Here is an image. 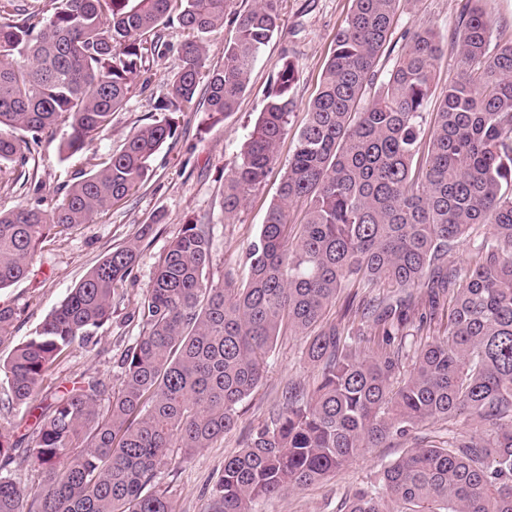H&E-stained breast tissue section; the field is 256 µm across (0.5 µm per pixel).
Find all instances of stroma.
<instances>
[{"instance_id":"35a3bbf8","label":"stroma","mask_w":512,"mask_h":512,"mask_svg":"<svg viewBox=\"0 0 512 512\" xmlns=\"http://www.w3.org/2000/svg\"><path fill=\"white\" fill-rule=\"evenodd\" d=\"M464 3L465 0H410L399 22L403 28L425 23L441 36L443 52L430 98L434 105L440 102L449 83L460 77L451 35ZM351 8L352 0H280L281 31L256 62L249 88L236 111L225 117L209 113L206 99L200 94L188 111L173 113L177 136L154 157L141 186L108 211L96 215L91 223L48 238L41 244L27 277L0 290V307L12 308L16 313L10 330L12 343L21 342L39 328L112 247L126 242L141 225L153 227L121 289L122 298L113 310L111 322L98 332L97 347L91 352L74 348L44 380L42 395H53L92 377L103 381L108 389H118L123 377L120 354L140 334L131 315L146 294L159 258L185 224L197 222L211 227V278L219 282L227 276L246 278V249L258 235L267 210L277 197L297 134L306 121L307 105L318 92L323 70L336 49V34ZM164 39L169 48L154 62L149 83L134 80L128 100L112 117L111 127L82 152H63L66 124H59L53 133L44 136L25 167L35 181L42 183L44 195L61 198L65 184L88 172L101 158L115 151L131 132L155 119L154 100L166 91L165 77L181 65L179 29L167 28ZM285 56L294 61L298 80L292 90L296 106L288 133L280 144L278 162L251 193L233 223H225V169L252 131L269 82ZM12 343L0 345V358L9 354ZM304 346L303 336L287 332L278 336L262 382L238 407L236 427L210 448L174 465L164 483L179 512H206L225 457L243 447L251 429L264 422L288 384L313 385L316 372L304 359ZM474 428V423L464 416L451 424L427 423L406 437L367 449L322 482L261 500L257 512H336L341 500L374 484L378 473L414 443L426 438L443 441L449 432L466 435Z\"/></svg>"}]
</instances>
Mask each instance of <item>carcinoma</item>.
I'll list each match as a JSON object with an SVG mask.
<instances>
[{
    "instance_id": "1",
    "label": "carcinoma",
    "mask_w": 512,
    "mask_h": 512,
    "mask_svg": "<svg viewBox=\"0 0 512 512\" xmlns=\"http://www.w3.org/2000/svg\"><path fill=\"white\" fill-rule=\"evenodd\" d=\"M278 2L238 11L233 0H54L47 18L16 9L18 21L0 24V165L24 168L63 116L64 150L82 151L163 55L162 30L175 23L186 35L182 65L155 110L183 111L203 85L209 111L229 115L279 33ZM482 2L467 0L459 16L453 43L463 78L448 86L425 141L442 54L436 30L406 28L386 71L380 61L402 0H354L277 198L248 245L247 281L210 278V225H185L138 310L121 388L110 393L99 379L72 387L42 409L24 447L0 429V512H177L162 474L174 455L186 461L234 429L285 328L306 337L317 382L288 387L244 448L224 459L208 512H256L260 499L322 481L367 448L459 416L476 423L471 434L408 449L340 512H512V41H493L495 20ZM226 26L234 36L212 66L208 38ZM296 80L283 57L224 175L227 221L276 161ZM176 131L155 119L51 208L40 197L0 210V289L27 274L48 236L90 223L135 190ZM299 200L305 219L292 224ZM480 226L487 231L469 264H448L455 242ZM152 231L144 224L112 248L13 347L0 364L7 405L29 406L58 361L97 344ZM381 280L407 294L380 307L381 343L370 356L361 337L322 324L323 314L344 285ZM440 293L452 305L446 332L408 348L417 297ZM417 317L425 330L428 315ZM408 360L411 371L396 381ZM11 465L40 469L29 496L4 474Z\"/></svg>"
}]
</instances>
